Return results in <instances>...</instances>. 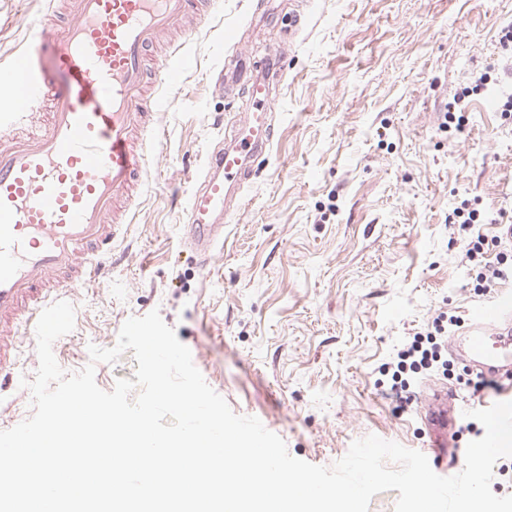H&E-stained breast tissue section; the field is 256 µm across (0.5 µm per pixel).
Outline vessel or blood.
<instances>
[{"instance_id":"obj_1","label":"vessel or blood","mask_w":512,"mask_h":512,"mask_svg":"<svg viewBox=\"0 0 512 512\" xmlns=\"http://www.w3.org/2000/svg\"><path fill=\"white\" fill-rule=\"evenodd\" d=\"M219 0H72L70 20L44 28L49 59L25 50L0 66V375L17 368L19 323L60 301L64 289L90 285L109 266L118 227L111 215L132 188L148 190L154 125L162 91L178 87L191 59L174 47L151 62L154 47L198 7ZM239 68L225 80L244 85L247 110L229 144L211 151L182 219L187 242L211 255L224 235L229 196L251 176V161L273 143L270 87L280 72L276 52L256 55L238 42ZM153 74L156 93L146 90ZM50 102L46 128L17 138L10 131ZM472 324L452 346L495 374L512 363V289L502 288L470 312ZM456 406L434 390L424 421L433 464L448 467Z\"/></svg>"}]
</instances>
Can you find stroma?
I'll return each mask as SVG.
<instances>
[{"mask_svg":"<svg viewBox=\"0 0 512 512\" xmlns=\"http://www.w3.org/2000/svg\"><path fill=\"white\" fill-rule=\"evenodd\" d=\"M46 23L42 0H0V56L39 49ZM509 23L512 0H222L175 34L193 63L155 119L151 188L108 274L66 291L76 314L53 344L61 368L81 370L89 345L113 347L127 319L156 309L231 410L260 419L293 457L330 467L370 434L426 451L416 405L397 410L391 395L397 351L487 299L448 222L457 203L480 223L512 222V132L494 89L474 97L462 131H440L438 117L496 61ZM229 30L260 51L278 46L284 68L272 147L204 265L180 217L194 167L220 140L215 119L232 128L245 107L215 73L238 62ZM449 361L413 391L455 389L461 455L474 438L466 411L512 385L464 388V360Z\"/></svg>","mask_w":512,"mask_h":512,"instance_id":"stroma-1","label":"stroma"}]
</instances>
